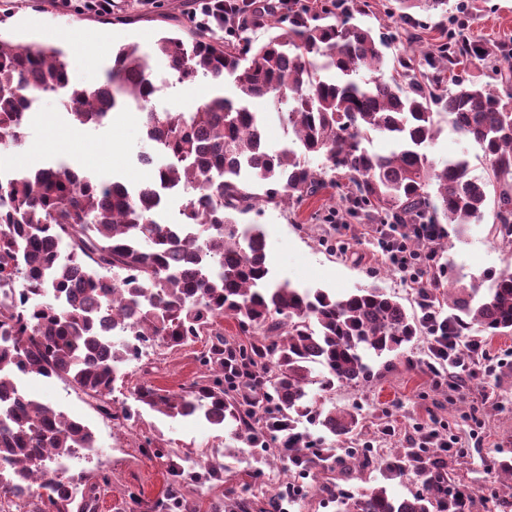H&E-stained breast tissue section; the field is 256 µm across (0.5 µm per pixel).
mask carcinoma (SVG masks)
Here are the masks:
<instances>
[{"label":"carcinoma","instance_id":"carcinoma-1","mask_svg":"<svg viewBox=\"0 0 512 512\" xmlns=\"http://www.w3.org/2000/svg\"><path fill=\"white\" fill-rule=\"evenodd\" d=\"M413 39L416 10L445 12L448 0H396ZM361 0H250L205 13L189 38L161 37L154 54L180 83L230 80L235 95L211 92L194 112H154L149 104L166 77L150 70L136 45L120 47L95 87L71 82L60 51L0 38V150L22 144L35 100L54 95L71 120L97 127L119 104L143 114L151 151L165 162L147 184L131 188L100 181L56 163L0 176V289H21L22 301L0 300V458L11 466L6 492L31 496L30 512H98L112 485L104 470L57 475L51 465L96 447L88 425L51 403L24 395L19 376L72 383L107 419L134 423L140 409L168 418H201L231 439L265 448L280 440L301 479L330 477L313 486L336 512H449L448 457L436 450L399 448L382 462L383 478L412 479L418 489L395 496L380 485L351 495L332 474L348 477L372 466L369 447H346L360 434L351 411L316 407L310 387L359 385L371 377L366 357L393 353L429 334L424 313L440 314L431 288L418 289L408 311L378 286L336 295L320 288L274 283L263 234L239 216L255 205L298 204L326 182L348 179L351 212L379 224H479L492 209L490 235L512 246V63L478 39L449 34L434 50L389 53L395 37L355 21ZM275 28L264 40L245 33L262 20ZM223 30L226 37L216 35ZM483 62L479 79H447L464 62ZM267 98L291 143L265 140L267 118L249 101ZM482 152L485 175L471 174L465 155L438 162L429 147L439 120ZM391 142L379 154L365 143ZM326 164L313 168L312 158ZM171 191L190 193L177 224L158 208ZM448 317L457 333L512 335V273L470 286L448 278ZM230 316L249 334L238 344L218 328ZM119 327L149 336L156 350L203 338V375L171 393L143 383L128 405L112 398L122 367L139 356L132 343L114 342ZM318 425L344 447L318 448L297 432ZM148 458L168 461L162 497L143 507L128 490L129 512H199V501L224 485V462L212 455L166 447L162 434L144 437ZM80 493L72 495L67 486ZM287 493L257 496L251 486L230 489L213 512H280Z\"/></svg>","mask_w":512,"mask_h":512}]
</instances>
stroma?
Segmentation results:
<instances>
[{"label": "stroma", "mask_w": 512, "mask_h": 512, "mask_svg": "<svg viewBox=\"0 0 512 512\" xmlns=\"http://www.w3.org/2000/svg\"><path fill=\"white\" fill-rule=\"evenodd\" d=\"M469 13L468 35L497 46L500 55L512 54V0H462ZM194 17V0H112V10L103 15L80 12L75 0H0V37L19 42L54 44L60 31L76 30L78 40L98 44L99 66L88 67L75 45L62 44L73 82L101 83L112 64L116 48L136 44L150 48L160 37L184 36V26ZM78 131L84 142L79 171L101 176L95 154L105 138L118 141L121 153L113 180L130 187L146 184L150 168L137 160L146 150L142 114L128 106L112 111L96 128L75 127L52 96L41 97L33 106L22 147L0 155V170H36L56 162L48 147L53 135ZM343 182L327 184L315 196L299 204L261 207L241 218L254 224L264 235L267 264L275 280L299 287L322 288L336 294L377 285L412 306L415 290L393 265L377 241V227L367 220L353 219L342 201ZM488 222L457 229L448 225L443 241V262L463 282L503 271H512V250L491 240ZM426 337L414 339L400 353L372 357L373 376L358 388L338 386L330 393L317 394L324 409L358 407L365 435L374 437L378 459L406 447L414 424L455 435L466 456L452 465L455 484L482 488L485 500L476 512H499L498 500L512 497V490L500 484L490 465L493 460L512 457V388L498 387L494 378L477 376L466 393L434 383L425 363ZM202 368L194 348L162 350L144 357L131 367L133 384L143 382L180 392L200 376ZM33 398L54 404L70 417L88 424L97 439L94 453L76 455L71 473L97 469L111 472L115 491L100 499L99 512H117L123 491L133 488L144 500L160 498L167 480L165 462L146 458L137 447L145 436L163 432L172 448H223L229 438L223 430L201 419L170 420L146 410L133 428L117 432L111 420L102 418L72 385L57 378L31 377L23 382ZM225 488L243 484L259 487L286 479L292 469L287 458H272L262 476H254L250 449L236 448L225 458Z\"/></svg>", "instance_id": "1"}]
</instances>
